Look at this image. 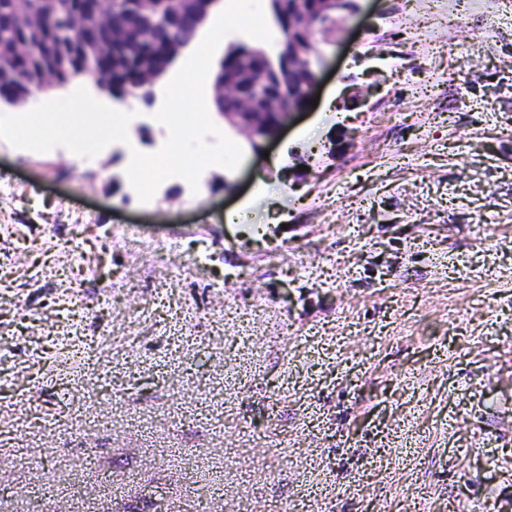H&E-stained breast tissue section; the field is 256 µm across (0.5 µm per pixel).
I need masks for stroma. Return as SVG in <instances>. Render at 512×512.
<instances>
[{
  "instance_id": "1",
  "label": "stroma",
  "mask_w": 512,
  "mask_h": 512,
  "mask_svg": "<svg viewBox=\"0 0 512 512\" xmlns=\"http://www.w3.org/2000/svg\"><path fill=\"white\" fill-rule=\"evenodd\" d=\"M356 4L198 190L0 139V512H512V0ZM68 298L110 312L64 388ZM449 15L443 14L440 11H430L421 16L419 24L410 31L411 39L420 36H433L441 32L443 25L448 24Z\"/></svg>"
}]
</instances>
